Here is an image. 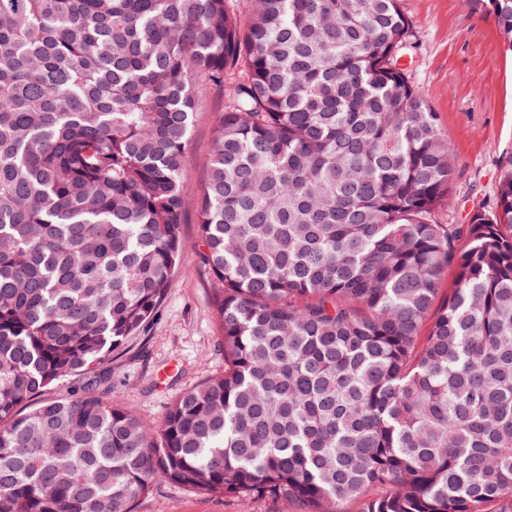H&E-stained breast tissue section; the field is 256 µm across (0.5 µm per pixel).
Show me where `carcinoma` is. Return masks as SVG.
Returning a JSON list of instances; mask_svg holds the SVG:
<instances>
[{
  "label": "carcinoma",
  "instance_id": "obj_1",
  "mask_svg": "<svg viewBox=\"0 0 512 512\" xmlns=\"http://www.w3.org/2000/svg\"><path fill=\"white\" fill-rule=\"evenodd\" d=\"M466 4L512 45V0ZM411 32L400 0H0V512H132L156 481L512 512V170L437 220L455 157ZM200 81L224 374L148 424L102 366L170 288Z\"/></svg>",
  "mask_w": 512,
  "mask_h": 512
}]
</instances>
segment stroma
I'll return each instance as SVG.
<instances>
[{
	"label": "stroma",
	"instance_id": "stroma-1",
	"mask_svg": "<svg viewBox=\"0 0 512 512\" xmlns=\"http://www.w3.org/2000/svg\"><path fill=\"white\" fill-rule=\"evenodd\" d=\"M412 24L400 60L422 91L456 155L454 189L439 219L467 223L473 209L492 207L500 175L512 168V49L492 18L463 0H402ZM202 102L185 158L188 205L182 251L167 296L154 320L114 353L105 370L107 396L149 422H159L174 398L224 372V344L211 281L199 253L197 192L205 178L222 91L200 87ZM132 512H300L296 503L198 494L155 482Z\"/></svg>",
	"mask_w": 512,
	"mask_h": 512
}]
</instances>
